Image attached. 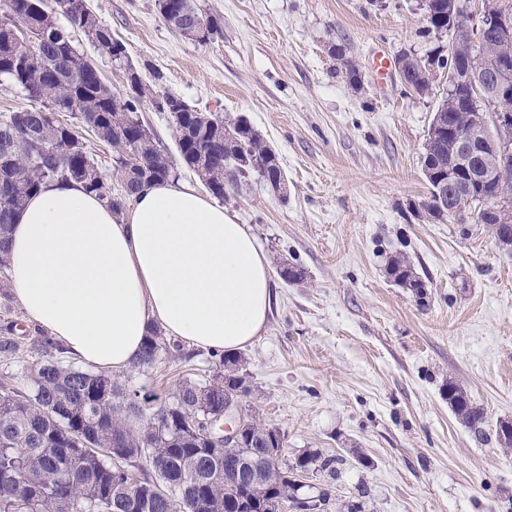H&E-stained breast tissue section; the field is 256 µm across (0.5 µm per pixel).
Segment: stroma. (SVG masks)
<instances>
[{"mask_svg":"<svg viewBox=\"0 0 512 512\" xmlns=\"http://www.w3.org/2000/svg\"><path fill=\"white\" fill-rule=\"evenodd\" d=\"M156 0H90L147 84L205 112L250 121L279 152L287 199L259 185L227 189L223 205L250 225L275 277L268 326L241 350L245 414L279 429L282 464L335 458L324 512H512V448L494 437L512 420V250L486 225L428 221L425 138L444 88L421 96L383 80L371 59L424 55L419 0H195L220 31L200 44L164 22ZM341 46L344 60L332 55ZM361 75L350 82L343 67ZM403 254L425 300L390 282ZM213 353L182 349L123 380L160 397L180 379H210ZM465 389L485 412L476 439L445 397Z\"/></svg>","mask_w":512,"mask_h":512,"instance_id":"stroma-1","label":"stroma"}]
</instances>
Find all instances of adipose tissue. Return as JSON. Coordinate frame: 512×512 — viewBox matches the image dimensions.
I'll return each instance as SVG.
<instances>
[{"label": "adipose tissue", "instance_id": "adipose-tissue-1", "mask_svg": "<svg viewBox=\"0 0 512 512\" xmlns=\"http://www.w3.org/2000/svg\"><path fill=\"white\" fill-rule=\"evenodd\" d=\"M8 281L32 326L79 365L118 375L153 327L236 353L276 299L251 229L186 183L154 184L113 212L76 182L44 184L17 214Z\"/></svg>", "mask_w": 512, "mask_h": 512}]
</instances>
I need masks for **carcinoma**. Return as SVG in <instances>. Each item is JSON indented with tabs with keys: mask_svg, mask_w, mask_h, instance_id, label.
<instances>
[{
	"mask_svg": "<svg viewBox=\"0 0 512 512\" xmlns=\"http://www.w3.org/2000/svg\"><path fill=\"white\" fill-rule=\"evenodd\" d=\"M0 0V78L25 93L33 105L0 119V269L6 268V233L27 198L50 181L83 184L112 210L121 211L131 195L155 182L177 177L173 160L139 115L145 99L158 91L143 81L138 90L124 95L100 77L95 65L76 47L66 45L70 26L78 18L54 0ZM167 25L182 32L184 16L198 12L193 0L157 4ZM83 24L111 41L100 46L112 62L131 67L126 47L113 53L120 40L83 7ZM424 34L448 32V0H427ZM64 16L69 26L57 22ZM31 19L38 26L36 41L22 45L12 36L16 19ZM412 90L423 95L432 89L429 74L407 72ZM165 104L177 106L169 113L180 164L193 172L216 199L224 187L249 181L267 186L284 176L279 154L253 127L242 121L224 124L214 114L196 112L184 100L163 94ZM63 106L70 119L60 120L53 108ZM473 114L470 90L462 85L453 98L443 99L430 124L422 153L423 174L430 185L421 207L433 221L453 218L463 224L478 223L477 198L512 200V177L480 178L501 164L475 140L466 150L456 144L454 129L469 124ZM93 135L111 147L121 181L114 186L87 150ZM446 183L445 199L434 190ZM389 278L418 299L427 285L414 267L401 257L387 266ZM13 326L3 329L0 359L19 358L20 342L11 338ZM42 359L23 366L28 385L17 388L10 376L0 377V512H225L226 503L245 498L256 504L266 486L241 479L235 482V465L256 460L269 450L270 426L250 418L242 446L221 455L210 449L200 420L222 416L224 375L210 380H183L168 400L146 412L148 396L117 382L110 372L74 365L51 338L39 333L30 338ZM170 343L155 328L147 338L137 365L152 366L168 352ZM448 403L478 437L484 436V412L472 405L466 392L448 383ZM151 456L150 474L135 473L114 463H136ZM335 460L303 454L292 470L314 467L335 472ZM288 507L301 509L299 488L291 481L275 486Z\"/></svg>",
	"mask_w": 512,
	"mask_h": 512,
	"instance_id": "1",
	"label": "carcinoma"
}]
</instances>
